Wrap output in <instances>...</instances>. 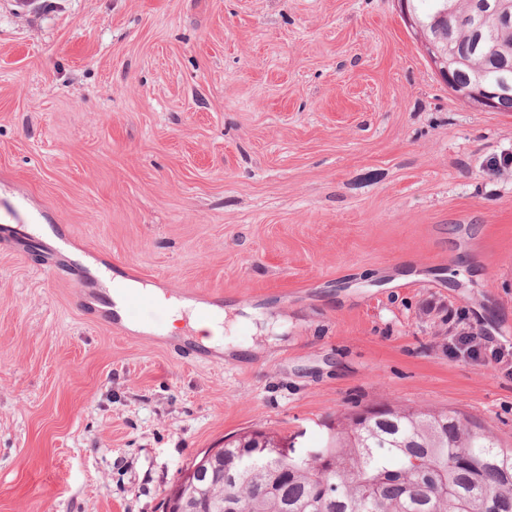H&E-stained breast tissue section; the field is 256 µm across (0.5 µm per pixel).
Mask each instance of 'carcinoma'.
<instances>
[{
	"label": "carcinoma",
	"instance_id": "1",
	"mask_svg": "<svg viewBox=\"0 0 512 512\" xmlns=\"http://www.w3.org/2000/svg\"><path fill=\"white\" fill-rule=\"evenodd\" d=\"M426 21L440 0H412ZM487 82L512 85V66ZM197 512H512V448L445 410L390 406L336 418L325 443L297 448L276 433L244 432L204 453Z\"/></svg>",
	"mask_w": 512,
	"mask_h": 512
}]
</instances>
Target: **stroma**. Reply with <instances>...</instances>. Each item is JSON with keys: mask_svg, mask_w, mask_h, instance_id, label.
I'll list each match as a JSON object with an SVG mask.
<instances>
[{"mask_svg": "<svg viewBox=\"0 0 512 512\" xmlns=\"http://www.w3.org/2000/svg\"><path fill=\"white\" fill-rule=\"evenodd\" d=\"M0 512H165L227 437L371 405L512 446V112L459 100L398 0H0ZM96 282L89 305L78 276ZM222 305L111 324L105 277ZM170 309L172 322L182 319V311L188 310L189 325L204 336L201 340L208 347H219L224 343V318L204 316L200 309H192L188 305L176 301L165 300L162 295L158 296ZM209 334V335H208ZM458 342L463 352L475 360H479L483 353H485L487 357V351L490 353L491 360L495 362H501L506 355H510L509 351L507 353L505 352L506 348L493 347L494 339L483 332L463 333L462 336L458 337Z\"/></svg>", "mask_w": 512, "mask_h": 512, "instance_id": "35a3bbf8", "label": "stroma"}]
</instances>
